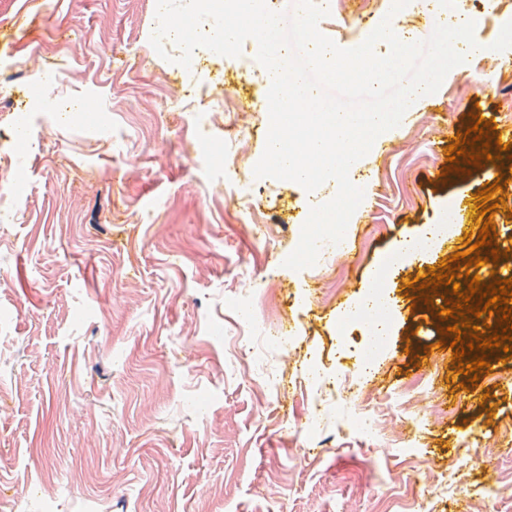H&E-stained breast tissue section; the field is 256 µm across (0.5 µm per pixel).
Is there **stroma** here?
I'll return each instance as SVG.
<instances>
[{
  "label": "stroma",
  "mask_w": 512,
  "mask_h": 512,
  "mask_svg": "<svg viewBox=\"0 0 512 512\" xmlns=\"http://www.w3.org/2000/svg\"><path fill=\"white\" fill-rule=\"evenodd\" d=\"M339 47L390 0H315ZM156 0H0V502L8 512H512V358L469 385L409 283L479 231V191L507 178L493 246L512 271V158L446 172L483 117L512 129V37L476 22L437 92L379 135L365 196L330 259L285 267L295 225L332 200L267 179L268 81L210 54L186 70L150 43ZM484 79L474 84L472 71ZM29 127L19 140L17 118ZM237 160L230 180L218 155ZM465 210L429 254L407 242ZM388 348L361 372L346 323L386 254ZM294 347L261 344L252 302ZM360 388L373 422L324 400L309 357Z\"/></svg>",
  "instance_id": "35a3bbf8"
}]
</instances>
